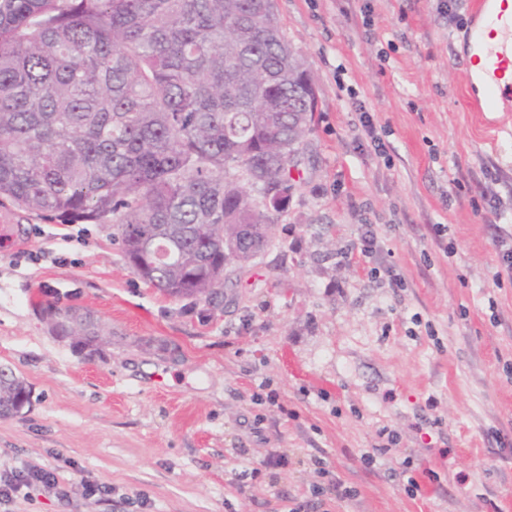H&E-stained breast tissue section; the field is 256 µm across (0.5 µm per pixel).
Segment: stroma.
Segmentation results:
<instances>
[{
	"mask_svg": "<svg viewBox=\"0 0 512 512\" xmlns=\"http://www.w3.org/2000/svg\"><path fill=\"white\" fill-rule=\"evenodd\" d=\"M471 2L275 0L319 106L269 246L216 306L148 286L111 225L63 241L0 208V366L32 391L0 418V476L61 483L0 512H512V281L495 278L512 112L468 107ZM364 112L384 154L358 135ZM484 194L495 222L473 208ZM365 224L377 253L341 267ZM389 266L400 288L372 274ZM50 303L111 333L100 357L51 332ZM426 468L437 481L411 494ZM34 481L59 487V482L55 474L47 473L39 469L23 468L15 471L4 480L1 477L0 498L9 500L17 494L22 487L27 486ZM60 488V487H59Z\"/></svg>",
	"mask_w": 512,
	"mask_h": 512,
	"instance_id": "35a3bbf8",
	"label": "stroma"
}]
</instances>
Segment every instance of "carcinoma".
I'll return each mask as SVG.
<instances>
[{"label": "carcinoma", "mask_w": 512, "mask_h": 512, "mask_svg": "<svg viewBox=\"0 0 512 512\" xmlns=\"http://www.w3.org/2000/svg\"><path fill=\"white\" fill-rule=\"evenodd\" d=\"M317 107L274 0H0V207L112 225L172 298L269 244Z\"/></svg>", "instance_id": "cac0c4a2"}]
</instances>
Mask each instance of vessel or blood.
Masks as SVG:
<instances>
[{"label": "vessel or blood", "instance_id": "1", "mask_svg": "<svg viewBox=\"0 0 512 512\" xmlns=\"http://www.w3.org/2000/svg\"><path fill=\"white\" fill-rule=\"evenodd\" d=\"M468 40L469 60L482 79L472 106L479 112L512 110V0H477Z\"/></svg>", "mask_w": 512, "mask_h": 512}]
</instances>
